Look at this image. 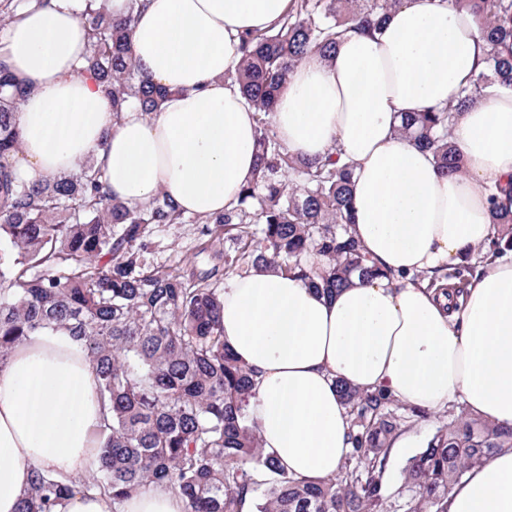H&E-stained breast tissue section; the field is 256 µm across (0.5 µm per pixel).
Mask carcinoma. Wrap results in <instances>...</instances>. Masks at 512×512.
I'll list each match as a JSON object with an SVG mask.
<instances>
[{"instance_id": "obj_1", "label": "carcinoma", "mask_w": 512, "mask_h": 512, "mask_svg": "<svg viewBox=\"0 0 512 512\" xmlns=\"http://www.w3.org/2000/svg\"><path fill=\"white\" fill-rule=\"evenodd\" d=\"M404 0H292L280 26L242 36L234 81L257 112L253 181L237 207L212 218L187 215L166 195L139 210L112 197L103 171L87 161L60 179L28 184L13 159L21 148L16 116L28 86L0 56V366L13 349L47 330L62 329L96 367L104 409L101 448L90 480L71 486L36 470L18 512H62L75 493L109 498L122 512L150 486L180 495L185 512H446V499L468 469L512 448V428L458 416L412 457L401 501L391 506L383 475L391 441L409 409L381 391L339 385L352 415L351 452L336 475L297 479L265 452L250 417L253 370L224 343V292L211 283L252 269L274 268L331 295L354 272L377 271L351 235L352 165L341 153L305 162L288 153L271 124L287 72L315 53L331 57L350 30L373 33ZM469 14L486 40L485 66L456 103L405 116L399 133L429 149L438 168L463 171L451 142L455 115L489 87L512 89V0H450ZM26 0H0V30ZM89 42L86 71L112 99L114 121L124 109L149 115L168 92L136 66L130 40L134 12L114 18L107 0H86L79 15ZM200 224L224 232L209 270L149 266L155 227ZM326 263L319 274L311 253Z\"/></svg>"}]
</instances>
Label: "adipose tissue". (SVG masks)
Listing matches in <instances>:
<instances>
[{
  "instance_id": "1",
  "label": "adipose tissue",
  "mask_w": 512,
  "mask_h": 512,
  "mask_svg": "<svg viewBox=\"0 0 512 512\" xmlns=\"http://www.w3.org/2000/svg\"><path fill=\"white\" fill-rule=\"evenodd\" d=\"M136 10L135 59L170 91L157 112L113 122L104 87L84 68V0L30 5L0 37V56L30 93L17 114L14 167L31 182L90 160L115 198L164 193L189 214L237 205L253 178L255 112L225 80L242 35L271 29L290 0H110ZM486 42L450 0H405L379 33L344 36L330 59L309 55L286 76L273 129L286 150L352 162L350 230L378 268L328 298L277 270H251L224 290V340L255 372L250 415L266 452L311 481L334 476L351 449L339 383L383 390L429 412L462 404L512 427V255L491 246L488 200L512 197V90L488 88L457 114L465 160L448 176L397 131L402 115L448 105L472 80ZM479 263L464 290L432 286ZM96 370L67 332L18 346L0 367V512H17L33 469L77 483L100 445ZM447 512H512V448L473 467Z\"/></svg>"
}]
</instances>
